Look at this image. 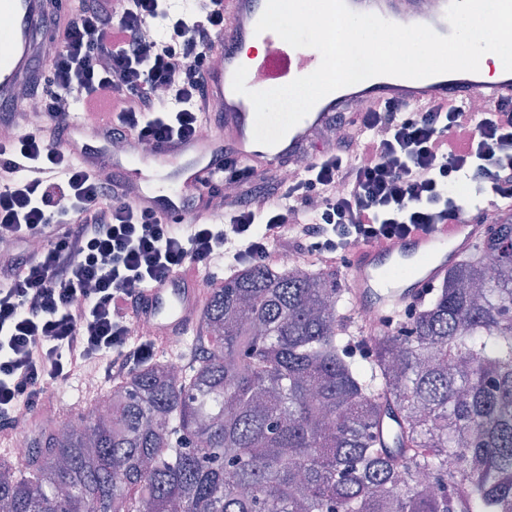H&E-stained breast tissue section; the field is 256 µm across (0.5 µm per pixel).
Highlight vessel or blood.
I'll return each mask as SVG.
<instances>
[{
  "label": "vessel or blood",
  "mask_w": 512,
  "mask_h": 512,
  "mask_svg": "<svg viewBox=\"0 0 512 512\" xmlns=\"http://www.w3.org/2000/svg\"><path fill=\"white\" fill-rule=\"evenodd\" d=\"M351 10L373 13L396 23L413 15L441 35L451 32L445 17L449 0H347ZM45 0H0V112L17 106V90L30 81L33 60L39 50L35 34L42 21ZM266 0H224V16L233 38L224 45V65L208 71L207 90L221 124L208 134L192 138L178 148L156 146L150 155L130 150L112 159L123 185L131 187L138 205L172 224H192L200 215L193 199L205 196L224 168L225 152H232L245 166L266 168L305 153L316 132L328 125L338 110L346 107L350 94L337 89L318 101L307 116L275 145L254 140L255 113L251 101L234 92L235 70L248 69L247 86L266 90L312 73L321 62L313 48L296 49L275 33H256L255 25ZM263 45L262 53L243 55L252 41ZM476 94L484 102L512 101V72L499 71L495 80L480 73L454 72L423 79L375 76L360 92L370 102L415 105L442 101L448 96ZM95 123L74 118L66 148L75 162H83L80 143L96 133ZM486 232L472 212H463L454 224H436L388 243L356 247L346 268L347 288L357 307L373 311L380 320L403 311L423 298L449 265L473 251ZM204 274L190 266L158 280L140 292L141 318L151 325V334L161 347L178 343L192 325L204 297L199 284Z\"/></svg>",
  "instance_id": "b4317fda"
}]
</instances>
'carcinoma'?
I'll return each mask as SVG.
<instances>
[{"mask_svg":"<svg viewBox=\"0 0 512 512\" xmlns=\"http://www.w3.org/2000/svg\"><path fill=\"white\" fill-rule=\"evenodd\" d=\"M352 306L334 273L240 269L179 380L142 364L112 416L0 457V512H512V221L362 344Z\"/></svg>","mask_w":512,"mask_h":512,"instance_id":"obj_1","label":"carcinoma"}]
</instances>
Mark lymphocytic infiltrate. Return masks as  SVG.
Wrapping results in <instances>:
<instances>
[{
	"mask_svg": "<svg viewBox=\"0 0 512 512\" xmlns=\"http://www.w3.org/2000/svg\"><path fill=\"white\" fill-rule=\"evenodd\" d=\"M45 25L62 38L41 56L20 111L0 117L25 130L0 140V423H17L74 371L98 362L118 381L150 359L154 342L130 337L139 290L187 264L271 267L292 251L339 268L359 244L453 223L463 180L490 223L512 219V103L477 112L451 99L338 117L345 137L294 162L289 181L225 156L236 194L218 186L199 201L220 223L178 231L62 144L74 107L100 113L109 142L175 145L206 129L224 0H198L189 19L165 0H80L67 11L56 2Z\"/></svg>",
	"mask_w": 512,
	"mask_h": 512,
	"instance_id": "f902f5d3",
	"label": "lymphocytic infiltrate"
}]
</instances>
